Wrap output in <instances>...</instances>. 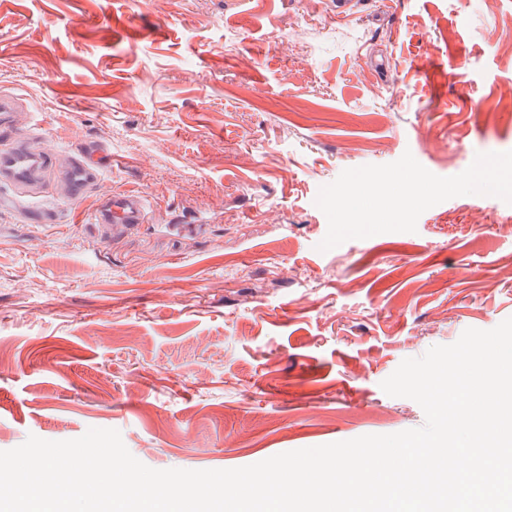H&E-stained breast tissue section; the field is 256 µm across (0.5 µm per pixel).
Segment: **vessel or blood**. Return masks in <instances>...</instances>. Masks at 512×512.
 <instances>
[{
    "label": "vessel or blood",
    "mask_w": 512,
    "mask_h": 512,
    "mask_svg": "<svg viewBox=\"0 0 512 512\" xmlns=\"http://www.w3.org/2000/svg\"><path fill=\"white\" fill-rule=\"evenodd\" d=\"M17 109L14 97L0 95V185L12 187L9 196L0 195V209H16L35 224L55 223L54 213L31 203L22 204L23 189L38 185L44 179L52 161L53 150L43 146L28 149L26 138L15 131L12 114ZM104 168L96 152L75 157L67 173V194L70 200H78L101 177ZM146 208L141 196L132 193L112 195L94 216L98 224H119L125 227L144 223Z\"/></svg>",
    "instance_id": "b4317fda"
}]
</instances>
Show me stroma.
Listing matches in <instances>:
<instances>
[{"mask_svg": "<svg viewBox=\"0 0 512 512\" xmlns=\"http://www.w3.org/2000/svg\"><path fill=\"white\" fill-rule=\"evenodd\" d=\"M0 0V90L56 144L0 212V451L118 430L153 469H232L421 427L381 383L512 318V205L459 196L326 251L343 170L454 176L512 151V0ZM112 153L76 203L65 173ZM133 191L147 223L89 218Z\"/></svg>", "mask_w": 512, "mask_h": 512, "instance_id": "stroma-1", "label": "stroma"}]
</instances>
